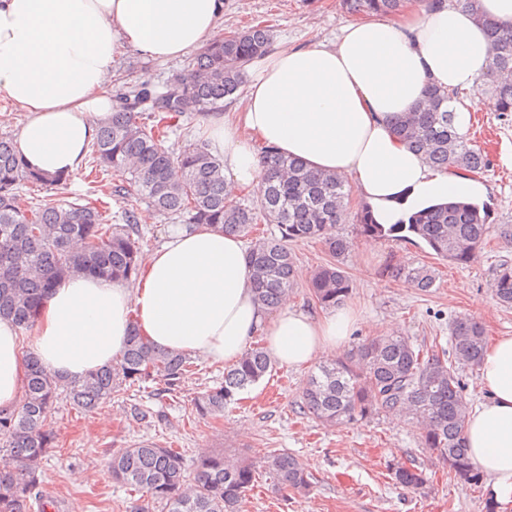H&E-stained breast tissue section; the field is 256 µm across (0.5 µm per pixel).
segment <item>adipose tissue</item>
<instances>
[{
    "instance_id": "1",
    "label": "adipose tissue",
    "mask_w": 512,
    "mask_h": 512,
    "mask_svg": "<svg viewBox=\"0 0 512 512\" xmlns=\"http://www.w3.org/2000/svg\"><path fill=\"white\" fill-rule=\"evenodd\" d=\"M479 12L512 30V0H477L472 10L459 0H406L398 17L370 15L335 41L284 44L257 58L234 120L217 117L206 128L229 186L257 190L264 144L346 177L380 224L451 196L482 197V182L433 168L393 132L395 118L432 86L461 92L459 132L475 113L496 111V100L477 91L491 62ZM223 14L224 0H0V100L28 114L16 143L30 167L51 176L80 168L112 113L108 74L123 50L180 57L212 38ZM358 323L348 306L319 318L285 305L268 315L239 237L177 225L135 283L63 279L41 305L30 346L0 318V410L16 406L31 353L52 374L75 379L119 358L135 328L157 347L229 365L259 336L280 366L303 369ZM478 372L481 399L469 411L466 442L489 500L512 512V336L487 344Z\"/></svg>"
}]
</instances>
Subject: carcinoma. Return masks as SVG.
Returning <instances> with one entry per match:
<instances>
[{"label": "carcinoma", "instance_id": "obj_1", "mask_svg": "<svg viewBox=\"0 0 512 512\" xmlns=\"http://www.w3.org/2000/svg\"><path fill=\"white\" fill-rule=\"evenodd\" d=\"M352 14L394 15L404 0H341ZM491 47L483 84L498 101V110L512 112V33L478 17ZM268 26L213 38L192 61L191 76L171 77L165 91L148 81L114 95L112 115L101 124L92 143L89 165L113 169L118 183L98 192L119 204L117 223L106 218L108 203L79 204L61 197L66 179L49 177L28 167L15 140L0 136V317L29 330L45 297L72 273L134 281L140 270L139 207L169 218L189 215L188 226L217 225L224 233L249 236L252 225L278 226V238H252L248 261L253 270L256 300L266 310L278 308L294 288L295 261L288 244L324 242L338 259L320 267L309 291L318 304L336 308L352 293V282L339 258L350 241L337 231L346 222L351 186L336 173L317 172L299 159L272 147H261L264 176L256 202L231 198L224 179V161L205 146L177 153L165 147L175 123L224 109V99L242 87L245 68L270 44ZM457 91L432 86L415 108L393 123L395 135L424 155L432 167L462 176L482 173L489 159L457 131L448 102ZM45 191L31 196L20 185ZM487 205L450 199L413 214L407 224L376 223L362 207L352 220L360 232L376 240L423 241L436 256L456 265L474 261L490 233ZM395 275L420 290L434 287L437 273L425 264L395 270ZM492 290L505 307L512 306V264L496 269ZM454 361L445 349H426L404 336L372 338L346 355L317 367L302 388L303 408L319 421L344 425L374 416L401 413L420 430V443L448 468V477L481 487L484 474L468 457L464 428L468 404L459 370H475L486 346V329L477 319L460 318L451 327ZM271 368L262 346L248 348L224 371V381L191 399L201 418L218 417L258 384ZM191 372L190 357L160 350L132 331L120 358L83 377L65 381L48 372L29 354L23 396L17 408L0 413V512H47L57 502L43 491L42 463L54 448L49 428L54 403L63 398L76 410L90 413L132 387L163 383V391L181 388ZM112 480L142 494L132 512H239L256 476L263 472L272 489L286 496L310 490L313 475L288 453L269 452L262 459L216 454L190 468L183 454L146 441L114 451L109 459ZM397 484L419 489L423 470L399 465Z\"/></svg>", "mask_w": 512, "mask_h": 512}]
</instances>
